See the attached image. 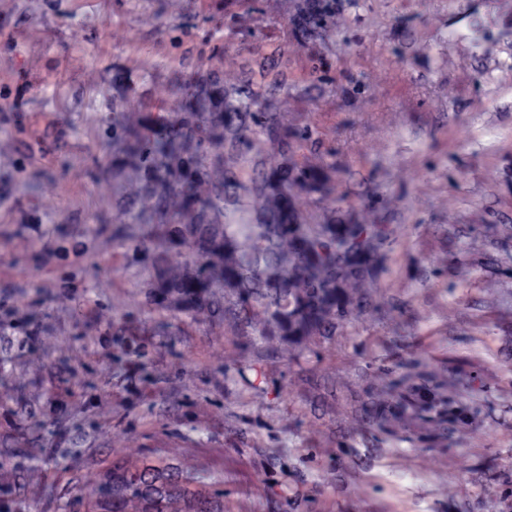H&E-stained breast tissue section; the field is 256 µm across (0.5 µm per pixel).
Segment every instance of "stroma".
Masks as SVG:
<instances>
[{"instance_id":"obj_1","label":"stroma","mask_w":512,"mask_h":512,"mask_svg":"<svg viewBox=\"0 0 512 512\" xmlns=\"http://www.w3.org/2000/svg\"><path fill=\"white\" fill-rule=\"evenodd\" d=\"M0 0V512H84L121 458L224 483V512H512V0ZM221 72L288 127L225 150L251 215L284 166L305 224H382L329 336L254 348L232 316L149 303L166 238L108 122L180 117ZM308 129L311 139L298 131ZM461 420L369 425L396 382Z\"/></svg>"}]
</instances>
